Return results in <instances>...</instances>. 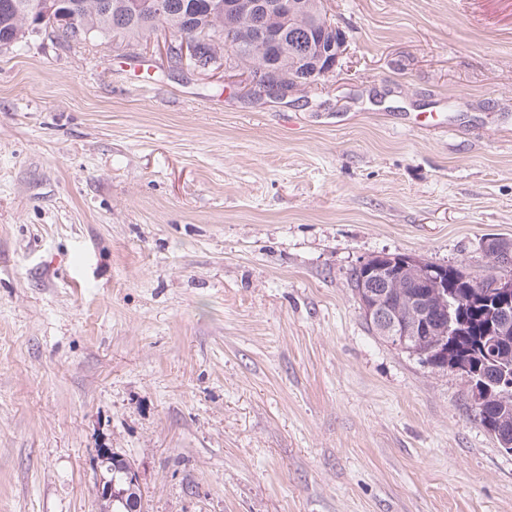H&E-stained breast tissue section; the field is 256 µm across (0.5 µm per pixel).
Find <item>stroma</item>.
Wrapping results in <instances>:
<instances>
[{
	"label": "stroma",
	"mask_w": 512,
	"mask_h": 512,
	"mask_svg": "<svg viewBox=\"0 0 512 512\" xmlns=\"http://www.w3.org/2000/svg\"><path fill=\"white\" fill-rule=\"evenodd\" d=\"M334 70L139 40L0 48V512H512L471 390L379 337L351 286L512 242V0H326ZM240 52L242 53V58L249 61V63H252L255 68H253L252 72L254 74V77L257 78V83L261 87H266V83H270L272 80L279 79L284 80L288 77V80L290 78H293L298 74L299 68L295 66V63L293 60L288 58V61L284 60L278 65H273V69H280L281 73L274 78V76L271 74L270 71L267 70V65H264L263 62L255 56H251L250 53H248L245 49H240ZM112 452L108 448H102L100 450L101 461L106 464H111L112 474L109 476L112 481L101 477L97 483V495L99 499V512H141L133 511L140 503L142 494L139 488L137 491H133L130 484L127 481L125 468L130 464L122 455L114 451ZM112 484L115 492L112 493ZM106 499V500H105ZM112 499V501L107 500Z\"/></svg>",
	"instance_id": "1"
}]
</instances>
